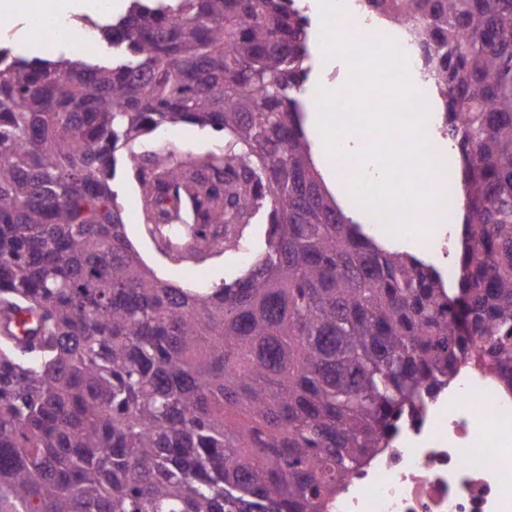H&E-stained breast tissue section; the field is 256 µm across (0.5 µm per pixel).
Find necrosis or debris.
Returning a JSON list of instances; mask_svg holds the SVG:
<instances>
[{
    "mask_svg": "<svg viewBox=\"0 0 512 512\" xmlns=\"http://www.w3.org/2000/svg\"><path fill=\"white\" fill-rule=\"evenodd\" d=\"M399 235L448 256L449 234L406 214ZM327 512H512V395L469 369L414 415L388 448L347 478Z\"/></svg>",
    "mask_w": 512,
    "mask_h": 512,
    "instance_id": "4bbe7bcc",
    "label": "necrosis or debris"
}]
</instances>
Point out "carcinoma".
Segmentation results:
<instances>
[{"label": "carcinoma", "mask_w": 512, "mask_h": 512, "mask_svg": "<svg viewBox=\"0 0 512 512\" xmlns=\"http://www.w3.org/2000/svg\"><path fill=\"white\" fill-rule=\"evenodd\" d=\"M294 0H131L112 59L0 47V512H326L395 417L479 362L512 391V0H364L407 20L464 168L458 293L325 191ZM191 123L203 153L142 135ZM177 262L263 251L213 288L127 236L117 155Z\"/></svg>", "instance_id": "carcinoma-1"}]
</instances>
